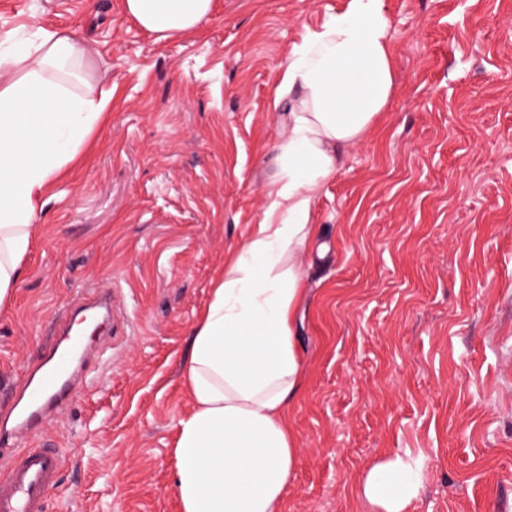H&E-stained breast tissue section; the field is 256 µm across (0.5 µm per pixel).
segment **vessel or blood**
I'll list each match as a JSON object with an SVG mask.
<instances>
[{
    "mask_svg": "<svg viewBox=\"0 0 512 512\" xmlns=\"http://www.w3.org/2000/svg\"><path fill=\"white\" fill-rule=\"evenodd\" d=\"M82 368L56 345L30 364L28 385L12 399L16 417L0 420V512H46L65 459L58 450L33 448L27 440L71 403Z\"/></svg>",
    "mask_w": 512,
    "mask_h": 512,
    "instance_id": "1",
    "label": "vessel or blood"
}]
</instances>
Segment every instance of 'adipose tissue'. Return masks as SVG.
Masks as SVG:
<instances>
[{
  "mask_svg": "<svg viewBox=\"0 0 512 512\" xmlns=\"http://www.w3.org/2000/svg\"><path fill=\"white\" fill-rule=\"evenodd\" d=\"M124 5L142 29L169 38L195 29L215 0ZM389 28L384 0H349L288 60L274 99L288 109L262 217L228 258L184 363L191 409L174 448L182 512H280L299 463L286 411L302 379L300 259L341 147L364 135L392 92ZM96 54L64 29L0 51V306L10 303L40 230L47 187L111 100ZM419 485L417 463L397 454L373 463L357 494L368 512H409Z\"/></svg>",
  "mask_w": 512,
  "mask_h": 512,
  "instance_id": "1",
  "label": "adipose tissue"
}]
</instances>
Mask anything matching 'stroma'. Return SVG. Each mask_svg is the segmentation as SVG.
Segmentation results:
<instances>
[{"label": "stroma", "mask_w": 512, "mask_h": 512, "mask_svg": "<svg viewBox=\"0 0 512 512\" xmlns=\"http://www.w3.org/2000/svg\"><path fill=\"white\" fill-rule=\"evenodd\" d=\"M124 0H0V41L93 44L107 119L53 183L11 303L0 397L45 332L112 291L109 359L45 426L49 512H181L182 364L273 175L284 65L348 0H215L159 40ZM394 87L315 202L297 311L300 452L281 512H366L377 459L423 464L412 512H512V0H384Z\"/></svg>", "instance_id": "obj_1"}]
</instances>
